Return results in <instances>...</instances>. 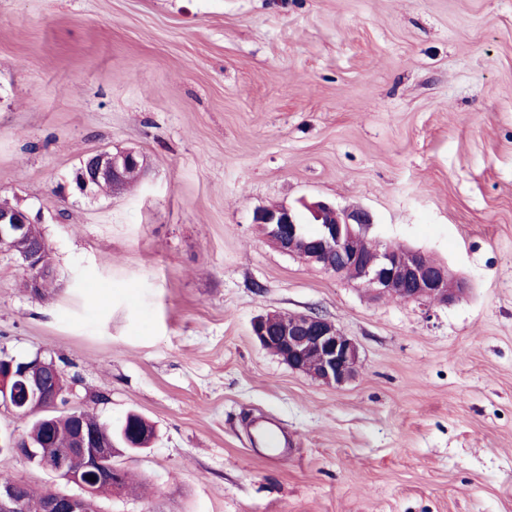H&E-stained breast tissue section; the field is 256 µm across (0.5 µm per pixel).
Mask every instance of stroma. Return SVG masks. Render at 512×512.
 Wrapping results in <instances>:
<instances>
[{
	"instance_id": "35a3bbf8",
	"label": "stroma",
	"mask_w": 512,
	"mask_h": 512,
	"mask_svg": "<svg viewBox=\"0 0 512 512\" xmlns=\"http://www.w3.org/2000/svg\"><path fill=\"white\" fill-rule=\"evenodd\" d=\"M126 149L134 187L76 188ZM313 200L469 292L376 299L255 222ZM0 202L40 216L53 268L32 297L0 249V352L156 429L113 455L146 491L97 512H512V0H0ZM275 312L334 321L356 377L263 349ZM1 476L75 490L9 454ZM146 169L144 157L134 150H122L117 152L100 151L90 155L83 161L75 175V183L79 190L87 191L100 185L106 184L111 187L112 193L118 194L137 182ZM130 172L127 181V174ZM108 192L107 186H100Z\"/></svg>"
}]
</instances>
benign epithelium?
I'll list each match as a JSON object with an SVG mask.
<instances>
[{
  "label": "benign epithelium",
  "instance_id": "benign-epithelium-1",
  "mask_svg": "<svg viewBox=\"0 0 512 512\" xmlns=\"http://www.w3.org/2000/svg\"><path fill=\"white\" fill-rule=\"evenodd\" d=\"M145 169V159L137 151L104 150L83 161L75 183L81 191L106 184L118 194L126 189L129 171L142 173ZM303 207L308 219L320 225L315 239L306 233L301 214L289 207L274 205L256 216L266 238L273 240L281 252L357 280L377 299L448 305L467 294L468 283L453 276L447 266L429 262L419 251L369 239L366 227L371 219L366 212L338 209L324 201L305 203ZM0 247L17 255L32 271L30 293L41 296V284L50 272L42 266L46 241L37 222L25 211L1 203ZM253 332L263 349L280 354L293 370L326 385H342L359 371L355 341L318 313H270L254 322ZM63 394V377L54 360L38 355L22 362L0 358V406L11 413L27 412L31 407L54 408ZM70 416L77 428L71 446L56 459L54 472L60 479L76 484L81 493H50L45 512H92L98 487L117 488L112 482V468L106 464L112 447L84 426L78 409L71 410ZM6 448L29 463L36 462L38 453L26 438L11 436ZM17 510L14 484L0 483V512Z\"/></svg>",
  "mask_w": 512,
  "mask_h": 512
}]
</instances>
